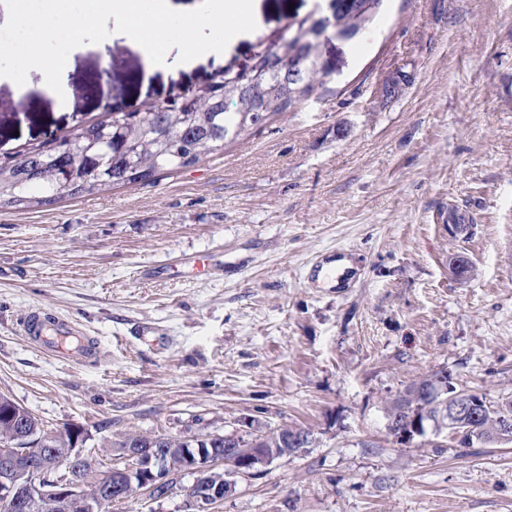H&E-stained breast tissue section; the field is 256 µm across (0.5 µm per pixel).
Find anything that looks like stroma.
<instances>
[{"instance_id":"35a3bbf8","label":"stroma","mask_w":512,"mask_h":512,"mask_svg":"<svg viewBox=\"0 0 512 512\" xmlns=\"http://www.w3.org/2000/svg\"><path fill=\"white\" fill-rule=\"evenodd\" d=\"M330 0H260L235 67L292 16ZM69 106L0 82V147L93 120L86 86L112 58V105L163 99L213 74L146 75L127 45L72 53ZM332 79L294 112L197 167L29 212L0 208V394L51 428L74 426L107 473L128 430L204 436L310 427L315 444L239 480L218 512H512V443L402 444L384 408L412 380L512 395V0H385L378 24L325 45ZM473 218L453 234L449 204ZM204 252L222 269L179 267ZM351 262L310 281L321 254ZM473 265L470 279L449 268ZM167 275H158L159 267ZM92 339L50 356L31 307Z\"/></svg>"}]
</instances>
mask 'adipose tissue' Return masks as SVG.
Here are the masks:
<instances>
[{
    "label": "adipose tissue",
    "instance_id": "ef3b65f1",
    "mask_svg": "<svg viewBox=\"0 0 512 512\" xmlns=\"http://www.w3.org/2000/svg\"><path fill=\"white\" fill-rule=\"evenodd\" d=\"M255 19V0H106L99 10L79 0H0V26L13 34L0 53L14 59L7 78L18 90L28 91L27 77L37 71L39 88L63 110L70 60L55 52L59 31L92 28L97 49L120 40L142 55L147 70L173 71L222 60Z\"/></svg>",
    "mask_w": 512,
    "mask_h": 512
}]
</instances>
